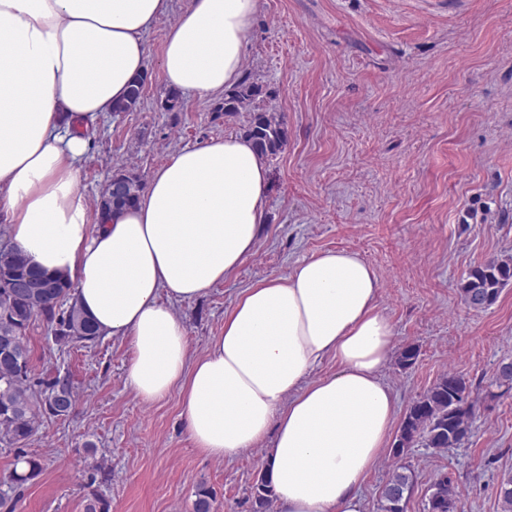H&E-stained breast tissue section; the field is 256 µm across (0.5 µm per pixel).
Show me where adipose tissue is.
<instances>
[{"mask_svg": "<svg viewBox=\"0 0 512 512\" xmlns=\"http://www.w3.org/2000/svg\"><path fill=\"white\" fill-rule=\"evenodd\" d=\"M168 0H0V222L104 334L129 340L127 382L154 403L178 393L195 446L216 459L262 445L275 512H364L396 398L381 377L393 329L379 278L353 250H327L246 288L198 359L170 306L234 272L255 248L269 172L247 138L177 151L137 204L101 219L77 185L87 138L147 67L146 35ZM257 0H187L161 69L211 97L244 77ZM333 358L334 374L309 380Z\"/></svg>", "mask_w": 512, "mask_h": 512, "instance_id": "adipose-tissue-1", "label": "adipose tissue"}]
</instances>
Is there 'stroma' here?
Here are the masks:
<instances>
[{"mask_svg":"<svg viewBox=\"0 0 512 512\" xmlns=\"http://www.w3.org/2000/svg\"><path fill=\"white\" fill-rule=\"evenodd\" d=\"M185 4L169 0L146 37L136 109L78 126L92 141L77 174L89 203L117 170L146 183L173 153L239 130L241 118L220 116L215 96L187 98L180 112L158 107L168 89L164 35ZM244 71L270 90L264 105L283 117L288 140L266 159L252 254L202 296L171 302L191 358L210 349L246 288L326 250L358 251L379 277L395 347L419 352L411 368L393 360L383 370L398 414L449 372L478 399L462 447L385 454L363 486L365 512H380L399 464L414 479L406 512H423L441 473L457 484L461 512H503L512 397L485 392L512 361V284L475 309L460 283L472 266L512 256V0H258ZM28 345L36 371L70 375L77 405L40 418L26 449L43 470L14 491V512H85L95 494L109 512H193L202 485L215 494L212 512H250L264 449L224 461L200 454L178 393L147 404L128 385L129 340L105 335L61 350L38 321ZM95 468L106 481L89 482Z\"/></svg>","mask_w":512,"mask_h":512,"instance_id":"1","label":"stroma"}]
</instances>
